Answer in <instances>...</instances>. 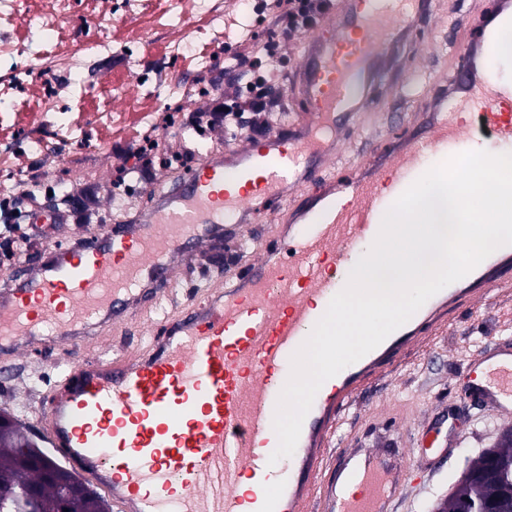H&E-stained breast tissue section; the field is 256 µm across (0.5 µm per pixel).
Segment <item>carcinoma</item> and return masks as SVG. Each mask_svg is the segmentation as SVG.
<instances>
[{
  "mask_svg": "<svg viewBox=\"0 0 512 512\" xmlns=\"http://www.w3.org/2000/svg\"><path fill=\"white\" fill-rule=\"evenodd\" d=\"M35 444L17 421L0 427V512H112V505L101 494L71 493L74 476L54 462ZM36 455L54 469L56 482L42 487L39 496L25 497L23 489L41 483L42 471L27 465L24 459ZM512 488V427L505 430L499 443L470 461L458 480L442 512H462L468 503L494 499L500 512H512V497L504 490Z\"/></svg>",
  "mask_w": 512,
  "mask_h": 512,
  "instance_id": "cac0c4a2",
  "label": "carcinoma"
}]
</instances>
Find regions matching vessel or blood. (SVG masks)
I'll use <instances>...</instances> for the list:
<instances>
[{
    "mask_svg": "<svg viewBox=\"0 0 512 512\" xmlns=\"http://www.w3.org/2000/svg\"><path fill=\"white\" fill-rule=\"evenodd\" d=\"M433 0H332L303 38L299 109L282 128L200 157L156 191L149 212L55 246L0 273V358L61 352L67 368L37 405L48 447L93 476L114 512H392L417 473L402 448L332 457L344 412L391 361L442 335L450 316L512 283V245L432 296L378 347L326 382L292 456L269 464L273 419L291 358L346 285L397 198L477 138L512 144V84L493 80L494 30L512 28V0L458 10L448 56L451 94L411 97L413 118L388 149L342 162L361 133L367 89ZM273 237L242 248L252 225ZM237 260L148 324V351H86L91 329L135 324L222 246ZM465 393L512 415V342L488 343L466 367ZM259 492L244 490L245 481ZM358 493H350V485Z\"/></svg>",
    "mask_w": 512,
    "mask_h": 512,
    "instance_id": "b4317fda",
    "label": "vessel or blood"
}]
</instances>
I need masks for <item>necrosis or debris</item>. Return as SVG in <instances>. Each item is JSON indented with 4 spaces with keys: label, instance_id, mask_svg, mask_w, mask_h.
Returning <instances> with one entry per match:
<instances>
[{
    "label": "necrosis or debris",
    "instance_id": "4bbe7bcc",
    "mask_svg": "<svg viewBox=\"0 0 512 512\" xmlns=\"http://www.w3.org/2000/svg\"><path fill=\"white\" fill-rule=\"evenodd\" d=\"M77 0H0V209L11 212L16 196H34L45 190V171L53 158L48 141L70 146L83 137L87 114H94L105 126L123 119L114 112L112 96L123 83L112 84L104 93L94 77L102 71L118 70L135 81L154 98V109L139 113L141 137L121 145L129 159L128 183L113 189L115 206H123L128 187L142 185L139 159L160 141L159 127L190 136L202 147H214L210 132L224 116L212 110L204 120L188 113L187 84L175 83L170 71L193 48L200 47L196 76L205 78L210 88L224 83V68L215 66L214 53L223 44L269 43L262 12L243 0L233 13L226 12L224 0H165L167 22L154 23L152 38L162 40L164 52L148 66L132 69L140 49L137 43L116 41L113 21L142 19L153 14L154 0H100L108 19L96 32L71 46L66 34L79 30ZM41 102L43 110L34 123L22 118L31 102Z\"/></svg>",
    "mask_w": 512,
    "mask_h": 512
}]
</instances>
